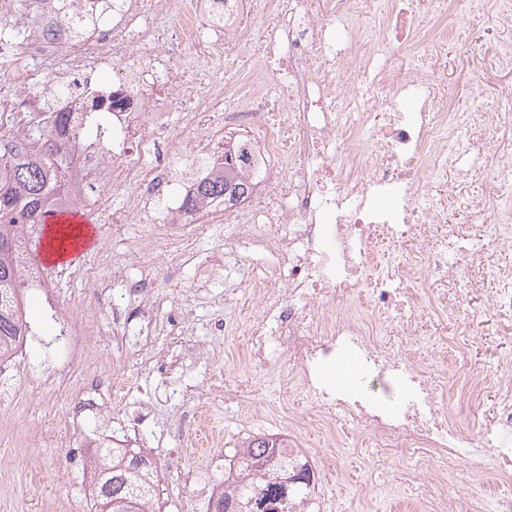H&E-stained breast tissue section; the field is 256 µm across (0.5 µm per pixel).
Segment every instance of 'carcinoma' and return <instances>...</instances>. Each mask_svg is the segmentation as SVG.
Here are the masks:
<instances>
[{"instance_id":"obj_1","label":"carcinoma","mask_w":512,"mask_h":512,"mask_svg":"<svg viewBox=\"0 0 512 512\" xmlns=\"http://www.w3.org/2000/svg\"><path fill=\"white\" fill-rule=\"evenodd\" d=\"M30 158L10 163L9 174L0 178V293L24 283L18 253L25 243L40 235L46 217L57 213L47 203L46 184L52 180L59 188L69 186L67 171L58 164L60 147L48 126H36L27 132ZM26 312L23 299L12 308L0 306V355L9 354L13 345L25 336ZM250 458V470L224 474V494L211 512H256L267 503L276 504V512H285L278 480L282 464L277 440H252L237 450ZM146 461L135 448L112 456L101 482L91 490L94 512H146V492L139 490V470Z\"/></svg>"}]
</instances>
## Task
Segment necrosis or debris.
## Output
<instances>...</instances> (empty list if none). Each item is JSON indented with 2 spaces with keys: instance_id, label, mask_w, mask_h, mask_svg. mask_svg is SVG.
Here are the masks:
<instances>
[{
  "instance_id": "obj_1",
  "label": "necrosis or debris",
  "mask_w": 512,
  "mask_h": 512,
  "mask_svg": "<svg viewBox=\"0 0 512 512\" xmlns=\"http://www.w3.org/2000/svg\"><path fill=\"white\" fill-rule=\"evenodd\" d=\"M93 0H0V122L16 153L33 117L68 113L56 130L72 191L54 207L84 206L105 226L97 268L39 272V382L85 394L126 383L124 358L161 334L155 367L170 373L193 347L189 316L172 302L155 318L160 248L192 245L230 224L266 265L225 297L218 334L242 337L229 377L212 395L230 418L288 420L316 431L322 448L346 439L372 448L414 512H506L507 500L461 499L458 469L512 489V106L475 90L459 95L441 67L449 35L477 25L512 32V0H112L94 27L63 31ZM50 61L60 98L48 104L20 53ZM112 79L96 83L95 74ZM242 193L201 199V184ZM124 192L114 205V192ZM481 222L485 243L466 247L459 208ZM147 225L123 249L127 225ZM133 304L139 322L112 319L119 360L86 352L101 313L59 305L64 279L97 280ZM493 323L463 336L461 323ZM494 348L492 365L449 375L460 358ZM348 360L371 387L337 385ZM276 374L282 393L263 401ZM468 418L473 429L461 428ZM122 413L86 432V448L131 444ZM183 487L211 500L224 472V437L209 434Z\"/></svg>"
}]
</instances>
